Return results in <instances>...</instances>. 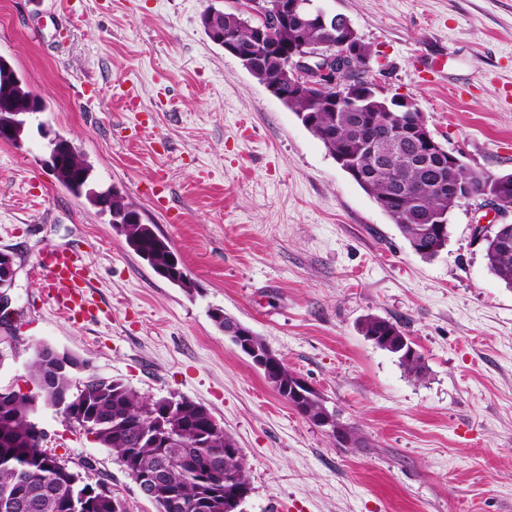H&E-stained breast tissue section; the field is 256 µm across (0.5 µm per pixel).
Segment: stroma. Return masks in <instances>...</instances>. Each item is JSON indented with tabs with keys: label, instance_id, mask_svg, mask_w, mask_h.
Returning <instances> with one entry per match:
<instances>
[{
	"label": "stroma",
	"instance_id": "obj_1",
	"mask_svg": "<svg viewBox=\"0 0 512 512\" xmlns=\"http://www.w3.org/2000/svg\"><path fill=\"white\" fill-rule=\"evenodd\" d=\"M208 0H0V56L48 106L98 182L157 225L194 282L185 291L74 197L40 136L0 140V250L15 257L22 339L0 383L38 344L90 360L143 395L204 406L241 448V512H512V288L487 268L476 224H512L465 200L448 247L410 249L391 218L296 114L205 34ZM371 52L368 80L407 97L464 166L512 172V0H320ZM133 90L126 108L124 90ZM82 245L96 319L44 301L33 269ZM249 327L357 427L350 448L300 416L211 319ZM374 315L423 354L422 380L365 339ZM49 452L106 480L128 512H155L110 449L54 410Z\"/></svg>",
	"mask_w": 512,
	"mask_h": 512
}]
</instances>
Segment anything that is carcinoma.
Masks as SVG:
<instances>
[{
  "label": "carcinoma",
  "instance_id": "carcinoma-1",
  "mask_svg": "<svg viewBox=\"0 0 512 512\" xmlns=\"http://www.w3.org/2000/svg\"><path fill=\"white\" fill-rule=\"evenodd\" d=\"M204 30L224 35V40L244 48L253 64L251 74L264 85H275L297 117L312 120L311 132L330 155L347 151L358 157L361 179L357 184L378 204L387 203L389 217L412 250L424 259L436 257L448 245V221L458 202L444 187L457 179L467 193L479 198L494 176L457 171L448 167V157L418 158L416 144L394 139L372 152L365 144L364 122L384 118L383 98L374 95L365 80L370 49L359 44L351 77L355 88L365 92L366 112L336 110L324 104V92L314 86L299 87L288 67V50L304 44L326 49L329 36L321 29L300 28L276 22L261 33L238 11L210 4L201 16ZM0 102L19 110L33 106L45 112L42 99L31 91L14 65L0 56ZM58 153L54 174L73 196L86 199L112 224H128L126 245L153 268L169 265L175 256L167 238L154 224L127 223L136 206L114 185L99 186L92 165L73 143L58 134L51 142ZM485 259L491 273L512 288V227L507 238H486ZM366 337L395 354L408 376L426 375L423 355L406 346H393L404 337L400 327L368 315L360 324ZM277 393L288 398L292 371L263 370ZM27 378L33 390L20 389L0 396V506L20 502L15 512H128L124 499L109 484H91L66 460L43 448L42 432L32 424L35 407L65 403L64 412L82 418L86 432L116 455L127 474L150 471L160 477V489L150 499L157 512H182L181 504L198 501L202 512H225L227 500L239 498L250 486L246 460L234 440L202 405L184 397L144 396L119 379L104 377L90 369L89 362L49 345L34 351Z\"/></svg>",
  "mask_w": 512,
  "mask_h": 512
}]
</instances>
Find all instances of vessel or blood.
Listing matches in <instances>:
<instances>
[{"instance_id":"obj_1","label":"vessel or blood","mask_w":512,"mask_h":512,"mask_svg":"<svg viewBox=\"0 0 512 512\" xmlns=\"http://www.w3.org/2000/svg\"><path fill=\"white\" fill-rule=\"evenodd\" d=\"M34 273L48 288L52 303L59 313L69 319L88 313L87 267L80 252L48 251L35 267Z\"/></svg>"}]
</instances>
